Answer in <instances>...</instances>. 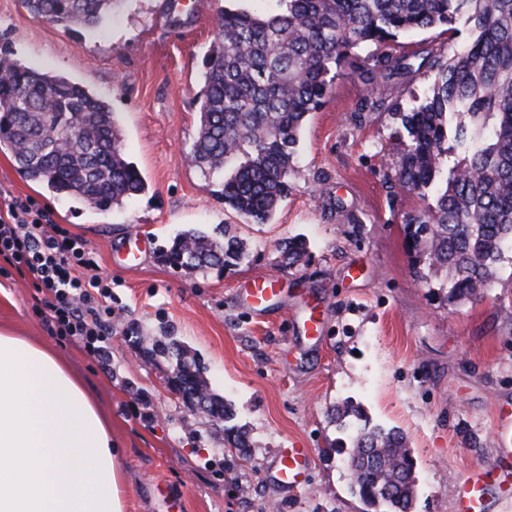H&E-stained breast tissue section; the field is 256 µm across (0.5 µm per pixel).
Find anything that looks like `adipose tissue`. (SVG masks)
Masks as SVG:
<instances>
[{
  "instance_id": "1",
  "label": "adipose tissue",
  "mask_w": 512,
  "mask_h": 512,
  "mask_svg": "<svg viewBox=\"0 0 512 512\" xmlns=\"http://www.w3.org/2000/svg\"><path fill=\"white\" fill-rule=\"evenodd\" d=\"M121 456L55 350L1 329L0 512H124Z\"/></svg>"
}]
</instances>
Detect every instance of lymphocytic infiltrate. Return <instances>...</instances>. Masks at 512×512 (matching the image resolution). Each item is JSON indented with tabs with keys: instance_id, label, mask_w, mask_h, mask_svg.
Returning a JSON list of instances; mask_svg holds the SVG:
<instances>
[{
	"instance_id": "lymphocytic-infiltrate-1",
	"label": "lymphocytic infiltrate",
	"mask_w": 512,
	"mask_h": 512,
	"mask_svg": "<svg viewBox=\"0 0 512 512\" xmlns=\"http://www.w3.org/2000/svg\"><path fill=\"white\" fill-rule=\"evenodd\" d=\"M0 260L39 295L50 330L72 337L102 367L111 362L112 290L79 237L31 200L0 202Z\"/></svg>"
}]
</instances>
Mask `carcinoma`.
I'll list each match as a JSON object with an SVG mask.
<instances>
[{"label":"carcinoma","instance_id":"obj_1","mask_svg":"<svg viewBox=\"0 0 512 512\" xmlns=\"http://www.w3.org/2000/svg\"><path fill=\"white\" fill-rule=\"evenodd\" d=\"M116 0H21L39 20L95 31ZM274 12L224 8L206 56L204 91L191 165L227 173L224 206L245 222L267 224L288 197L300 134L319 109L342 65L356 51L436 27L448 39H471L443 58L427 50L418 67L435 71L427 94L394 115L402 132L395 182L433 199L406 225L411 248L435 271L454 303L495 277L512 251V0H277ZM366 70L382 89L412 71L405 58L375 56ZM0 148L30 181L108 212L142 194L146 183L127 160L119 120L109 103L60 75L0 56ZM291 267L306 253L295 237L279 244ZM188 270H230L246 257L241 239L224 226L216 240L190 228L163 251ZM157 351L176 359L169 376L206 402L224 422V442L242 452L248 432L231 424V405L208 388L196 364L173 342ZM346 462L356 493L374 512H411L414 469L404 434L364 422L349 435Z\"/></svg>","mask_w":512,"mask_h":512}]
</instances>
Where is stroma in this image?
<instances>
[{"mask_svg": "<svg viewBox=\"0 0 512 512\" xmlns=\"http://www.w3.org/2000/svg\"><path fill=\"white\" fill-rule=\"evenodd\" d=\"M224 0H120L99 30L71 31L33 19L20 0H0V50L60 74L111 104L129 161L146 190L103 213L26 180L0 151V193L30 199L82 237L112 284V366L51 333L35 292L0 267V328L54 347L94 394L123 450L125 512H364L336 452L349 428L333 411L351 404L371 424L404 432L414 461L412 512H455L453 485L495 471L499 419L512 418V260L475 296L451 304L405 236L424 201L395 186L396 104L423 97V69L395 80L384 103L366 105L362 77L343 67L307 120L291 186L267 224L225 207L223 175L191 166L202 61ZM232 227L244 264L221 272L164 263L161 249L184 229L212 238ZM304 238L298 265L278 244ZM253 275L282 279L263 311L243 301ZM315 316L318 333L303 321ZM182 345L210 390L248 431L246 452L224 445V424L166 383L174 359L156 340ZM312 451L305 486L289 492L269 476L281 450Z\"/></svg>", "mask_w": 512, "mask_h": 512, "instance_id": "35a3bbf8", "label": "stroma"}]
</instances>
